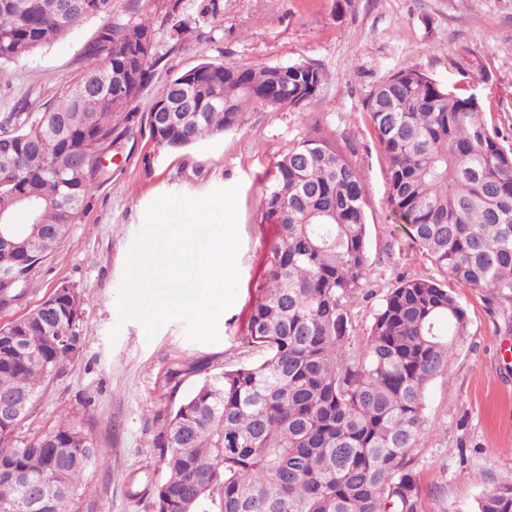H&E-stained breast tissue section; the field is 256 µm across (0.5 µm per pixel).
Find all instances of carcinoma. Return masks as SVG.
I'll list each match as a JSON object with an SVG mask.
<instances>
[{
    "label": "carcinoma",
    "mask_w": 512,
    "mask_h": 512,
    "mask_svg": "<svg viewBox=\"0 0 512 512\" xmlns=\"http://www.w3.org/2000/svg\"><path fill=\"white\" fill-rule=\"evenodd\" d=\"M112 0H0V63L28 57ZM160 26L189 29L181 0ZM155 24L104 25L91 64L42 112L24 98L0 123V212L17 232L0 246V312L16 306L106 176L98 163L151 78ZM323 71L301 61L259 69L202 63L174 77L143 113L156 150H180L241 126L252 103L301 108ZM386 161L388 204L437 278L410 276L382 299L366 342L350 346L351 299L369 277L365 189L356 148L313 125L274 164L262 219L274 226L242 341L256 363L205 378L169 408L156 447L166 475L154 512H423L418 450L428 388L448 374L466 309L451 279L512 306V148L469 81L444 86L416 68L365 101ZM83 292L61 282L38 306L0 325V401L25 408L0 420V512H81L84 478L100 463L74 413L24 428L42 384L82 352ZM478 512H512V483Z\"/></svg>",
    "instance_id": "1"
}]
</instances>
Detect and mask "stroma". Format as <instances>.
I'll use <instances>...</instances> for the list:
<instances>
[{"mask_svg": "<svg viewBox=\"0 0 512 512\" xmlns=\"http://www.w3.org/2000/svg\"><path fill=\"white\" fill-rule=\"evenodd\" d=\"M183 0L193 30L185 41L158 30L151 78L138 112L176 75L204 62L255 68L309 61L324 81L304 107L254 105L238 128L185 150L153 151L141 121L116 133L107 176L58 250L38 269L21 304L0 324L40 304L58 282L88 299L84 345L50 381L29 428L62 410L77 411L90 428L101 462L92 469L84 512H153V490L165 476L155 439L171 399H182L205 377L260 359L243 345L241 329L256 297L265 244L266 176L289 148L319 123L338 142H352L368 203L370 278L351 309V344L363 345L385 294L405 276H436L434 264L406 234L388 204L386 163L365 114L372 89L414 67L443 85L468 74L494 123L512 127V0ZM102 19L89 18L32 57L0 67V113L20 99L42 105L59 97L65 80L89 64L87 48ZM238 187L241 248L238 295L220 317L214 344L188 341L182 322L147 337L135 320L119 322L115 307L129 248L147 207L166 194L201 197ZM452 290L470 325L455 347L447 376L429 388L428 432L420 469L431 492L424 512H477L481 495L512 480V312L490 308L483 292ZM119 328L117 343L109 332Z\"/></svg>", "mask_w": 512, "mask_h": 512, "instance_id": "1", "label": "stroma"}]
</instances>
